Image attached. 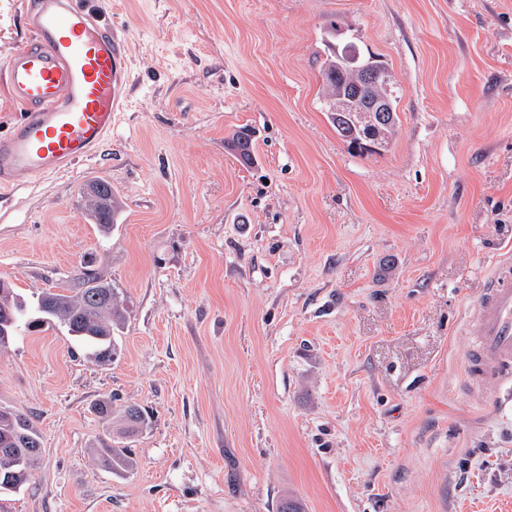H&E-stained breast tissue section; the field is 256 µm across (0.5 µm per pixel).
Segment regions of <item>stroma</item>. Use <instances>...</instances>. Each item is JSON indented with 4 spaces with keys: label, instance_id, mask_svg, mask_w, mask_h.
Instances as JSON below:
<instances>
[{
    "label": "stroma",
    "instance_id": "1",
    "mask_svg": "<svg viewBox=\"0 0 512 512\" xmlns=\"http://www.w3.org/2000/svg\"><path fill=\"white\" fill-rule=\"evenodd\" d=\"M131 58L98 154L0 197V277L122 292L120 354L66 329L0 351L41 455L0 512H512V400L469 380L473 305L512 260V0H97ZM30 0H0V62ZM386 61L399 130L321 110L331 37ZM253 128L257 163L226 140ZM110 181L101 234L79 190ZM146 409L121 445L90 409ZM106 448H95L94 455L101 466L112 473L122 474L134 469L135 460L127 448L106 445Z\"/></svg>",
    "mask_w": 512,
    "mask_h": 512
}]
</instances>
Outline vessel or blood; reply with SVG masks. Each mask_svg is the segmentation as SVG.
<instances>
[{
  "label": "vessel or blood",
  "mask_w": 512,
  "mask_h": 512,
  "mask_svg": "<svg viewBox=\"0 0 512 512\" xmlns=\"http://www.w3.org/2000/svg\"><path fill=\"white\" fill-rule=\"evenodd\" d=\"M30 37L0 63V84L23 109L0 136V192L22 175L48 176L92 157L126 97L129 57L95 0H35ZM480 330L467 357L470 377L512 387V262L489 274L474 306Z\"/></svg>",
  "instance_id": "1"
}]
</instances>
